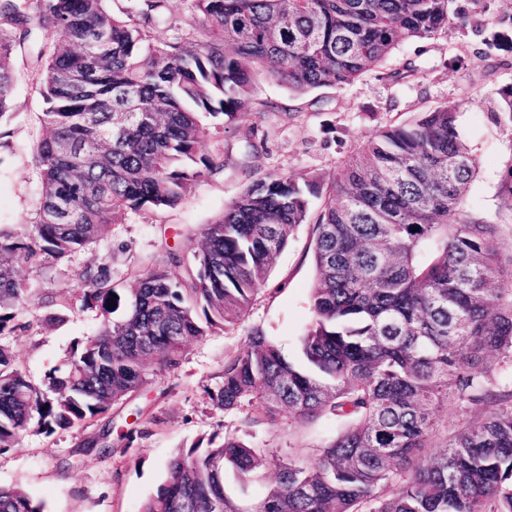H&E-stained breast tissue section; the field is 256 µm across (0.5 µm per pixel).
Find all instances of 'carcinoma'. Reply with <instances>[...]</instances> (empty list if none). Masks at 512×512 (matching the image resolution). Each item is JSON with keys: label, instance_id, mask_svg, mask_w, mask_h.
<instances>
[{"label": "carcinoma", "instance_id": "carcinoma-1", "mask_svg": "<svg viewBox=\"0 0 512 512\" xmlns=\"http://www.w3.org/2000/svg\"><path fill=\"white\" fill-rule=\"evenodd\" d=\"M0 0V123L12 56L37 20L46 109L34 164L39 202L22 232L0 231V335L18 322L23 265L50 269L130 212L174 208L195 182L224 169L205 150L210 130L252 115L254 80L295 96L377 72L402 41H428L470 22L512 53V0L488 20L457 0H192L193 32L157 42L167 0ZM386 76L420 78L404 60ZM461 104L426 106L380 129L336 179H254L203 225L190 252L169 248L131 286L110 263L78 273L73 298L45 296L49 326L76 303L103 316L98 334L33 384L0 345V452L30 430L80 431L175 370L191 342L237 324L277 256L310 225L313 320L295 363L259 329L224 357L214 405L240 415L228 431L183 447L140 512H512V389L490 360L512 365V246L499 224L466 207L480 161L458 131ZM498 120L512 124V83ZM321 198L317 211L311 199ZM116 307H108L109 303ZM469 420L442 433L438 408ZM336 422L314 462L251 442L278 416ZM276 476L263 496L249 487ZM241 494L227 495V472ZM0 512H45L20 487L0 486Z\"/></svg>", "mask_w": 512, "mask_h": 512}]
</instances>
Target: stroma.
<instances>
[{
    "label": "stroma",
    "instance_id": "stroma-1",
    "mask_svg": "<svg viewBox=\"0 0 512 512\" xmlns=\"http://www.w3.org/2000/svg\"><path fill=\"white\" fill-rule=\"evenodd\" d=\"M48 39L46 31L33 29L24 48L13 56L11 118L0 125L6 141L0 148V229L6 231L27 225L36 210L39 178L33 154L43 134L39 115L46 104L34 61ZM395 57L414 61L423 76L395 83L372 72L343 88L321 89L300 98L281 83L259 78L251 97V118L212 131L206 143L209 152L223 157V173L200 178L175 208L128 213L123 223L109 226L96 244L51 274L21 268L20 277L29 290L21 318L29 328L0 337V344L13 350L33 383H41L51 369L62 366L76 341L93 335L101 325L97 310L78 308L56 326L43 324V296L71 293L85 265L111 263L113 281L128 284L131 272L151 269L163 245L186 244L254 179L277 174L332 180L346 157L377 129L409 120L424 106L462 101L459 131L481 165L468 207L498 222L502 241L512 244V207L505 204L504 188L512 170V125L494 119L498 90L512 83V54L488 44L470 27L454 23L433 40L401 43ZM249 141L259 150L245 164L238 149ZM310 242L309 225H301L239 323L192 343L177 370L151 375L136 400L113 407V433H139L131 447L116 443L106 454L80 451L81 442L99 432L96 424L80 432H32L18 447L0 454V485L23 487L33 498L45 500L46 512H140L178 448L238 428L237 415L213 408L205 389L215 386L225 355L243 348L251 329H262L288 356L299 359V340L312 319L315 269ZM140 408L147 410L148 419L137 418ZM335 429L326 419L292 425L283 420L264 439L310 460L314 446Z\"/></svg>",
    "mask_w": 512,
    "mask_h": 512
}]
</instances>
